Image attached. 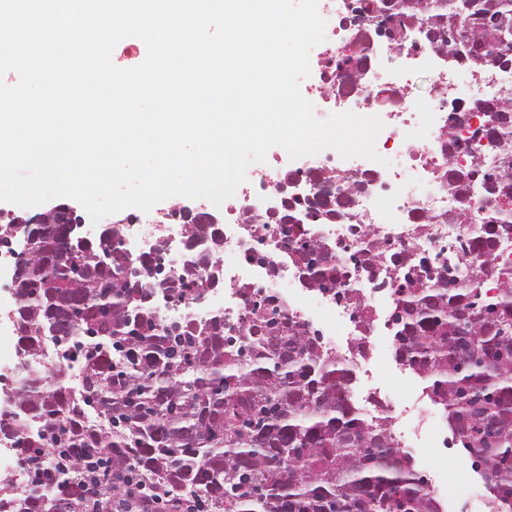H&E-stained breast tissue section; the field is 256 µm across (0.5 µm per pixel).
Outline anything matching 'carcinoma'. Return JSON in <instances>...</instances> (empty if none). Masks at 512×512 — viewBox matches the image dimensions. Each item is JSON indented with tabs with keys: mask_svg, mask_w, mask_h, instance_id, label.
<instances>
[{
	"mask_svg": "<svg viewBox=\"0 0 512 512\" xmlns=\"http://www.w3.org/2000/svg\"><path fill=\"white\" fill-rule=\"evenodd\" d=\"M355 32L376 24L403 45L414 37L475 73L512 61V0H353ZM363 49L336 53L339 86L355 90ZM489 129L485 152L458 159L461 133L476 115ZM441 178L480 202L484 233L467 242L460 277L448 255L416 258L368 241L348 263L300 227L345 219L372 181L324 171L338 185L282 224L293 236L282 263L322 293L344 289L367 330L373 309L348 288L362 275L380 287L399 280L388 326L394 357L427 381L455 442L486 481L490 512H512V210L477 193L487 181L512 192V94L453 109ZM428 224H469L464 212ZM69 224H33L32 253L17 261L16 324L25 356L48 346L82 357L81 381L67 386L57 364L30 374L13 395L0 435L38 449L28 488L0 483V512H442L423 475L399 448L391 423L369 419L348 400L353 377L306 325L252 300L245 322L224 316L159 320L157 258L127 253L116 224L98 240L63 244ZM196 263L170 275L179 304L199 300L217 274L224 238L198 220L187 228ZM499 292L484 293L489 276Z\"/></svg>",
	"mask_w": 512,
	"mask_h": 512,
	"instance_id": "1",
	"label": "carcinoma"
}]
</instances>
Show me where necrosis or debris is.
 Segmentation results:
<instances>
[{
  "label": "necrosis or debris",
  "mask_w": 512,
  "mask_h": 512,
  "mask_svg": "<svg viewBox=\"0 0 512 512\" xmlns=\"http://www.w3.org/2000/svg\"><path fill=\"white\" fill-rule=\"evenodd\" d=\"M406 61H415L429 66L433 75L435 91L420 106L410 103L406 85L398 75L382 77L376 67L378 55L369 52L367 65L359 81L356 93L337 97L333 100L335 111L365 112L384 118V128L390 139L399 143L396 152L401 165L428 185L426 192L420 193L409 188L398 179L386 181L384 188L357 200L350 221H342L328 226L311 227L310 232L331 239L336 245L350 244V226L370 225L377 239L389 241L395 249L404 250L417 256L430 255L442 245L474 233L472 224H421V217L445 210L476 211V203H464L451 193L447 184L439 178L444 165L443 132L447 123L442 113L449 107H465L464 98L455 94V82L446 68L440 67V55L434 49L421 45L403 46L397 51ZM420 110L417 120L418 134L405 132L403 114ZM267 187L255 196L245 197L239 205L236 229L224 237V249L233 254V271H221L220 286L211 288L205 300L194 304L187 313L197 318H205L219 312L225 321L240 322L248 309V298L255 289H263L273 296L277 303L284 305L293 315L300 318L315 330L325 347L336 349V328L343 325L354 327L356 314L343 300L323 295L313 289L280 288L277 277L267 276L263 266L249 260L248 252L255 245H262L269 259L280 260L283 249L277 232L251 223L250 218L262 214L269 200L277 193V177L268 171H259ZM185 311L162 310L165 320L180 319Z\"/></svg>",
  "instance_id": "1"
}]
</instances>
